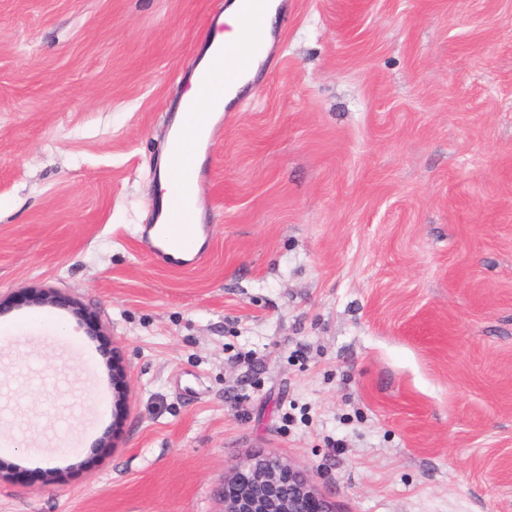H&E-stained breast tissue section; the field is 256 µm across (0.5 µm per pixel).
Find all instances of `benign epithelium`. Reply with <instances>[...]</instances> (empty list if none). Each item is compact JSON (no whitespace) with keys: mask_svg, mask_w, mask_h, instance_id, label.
I'll return each mask as SVG.
<instances>
[{"mask_svg":"<svg viewBox=\"0 0 512 512\" xmlns=\"http://www.w3.org/2000/svg\"><path fill=\"white\" fill-rule=\"evenodd\" d=\"M125 395L124 375L112 373L114 410L120 411ZM318 501L308 477L291 463L279 458L256 457L245 469L224 478V512H335L325 503L314 511Z\"/></svg>","mask_w":512,"mask_h":512,"instance_id":"obj_1","label":"benign epithelium"}]
</instances>
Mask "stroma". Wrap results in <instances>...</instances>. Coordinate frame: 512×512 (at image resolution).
Returning <instances> with one entry per match:
<instances>
[{
  "mask_svg": "<svg viewBox=\"0 0 512 512\" xmlns=\"http://www.w3.org/2000/svg\"><path fill=\"white\" fill-rule=\"evenodd\" d=\"M228 2L0 0V512H221L256 455L336 512H512V0H281L171 270ZM182 122L183 113L179 112L176 126ZM170 132L171 147L174 150L173 162L180 167L183 182L181 189L169 198L166 212L159 213L157 222L160 224H150L148 227L146 241L154 260L169 268L182 269L196 265L203 255V252L200 251L201 248L195 253L188 252L184 236L189 241L191 248H194L197 242L190 229H187L184 235L181 231L186 224H199L201 218V210L198 205L199 196H196L192 201L195 222L193 220L190 204V180L194 154L185 150L187 144L191 145L199 138L200 132H192L185 124L173 128Z\"/></svg>",
  "mask_w": 512,
  "mask_h": 512,
  "instance_id": "35a3bbf8",
  "label": "stroma"
}]
</instances>
